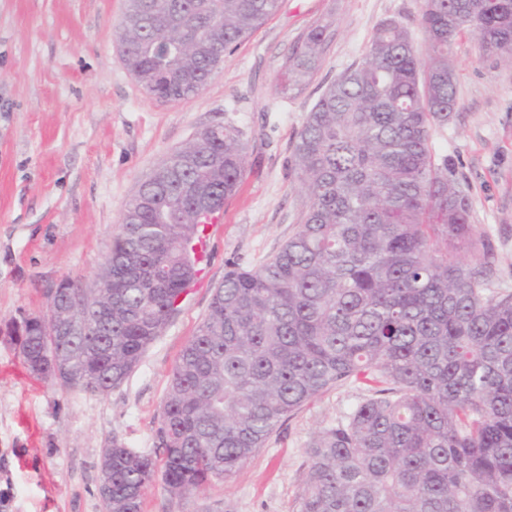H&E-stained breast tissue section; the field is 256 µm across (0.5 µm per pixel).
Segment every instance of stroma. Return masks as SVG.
<instances>
[{
	"instance_id": "35a3bbf8",
	"label": "stroma",
	"mask_w": 512,
	"mask_h": 512,
	"mask_svg": "<svg viewBox=\"0 0 512 512\" xmlns=\"http://www.w3.org/2000/svg\"><path fill=\"white\" fill-rule=\"evenodd\" d=\"M125 0H0V512H104L98 493L112 437L151 455L172 366L229 265L255 269L294 235L309 199L292 151L325 86L367 54L375 29L402 23L418 50L424 0H280L207 85L161 102L125 66ZM335 34L308 86L279 96L286 57L319 20ZM457 108L431 146L471 200V222L496 255L492 290L512 294V65L475 37L455 43ZM242 133L248 164L224 221L207 228L208 261L179 313L118 388L97 394L29 374L8 326L44 308L64 278L89 286L125 203L198 132ZM334 387L304 405L233 479L176 496L162 482L141 512H294L313 434L363 397Z\"/></svg>"
}]
</instances>
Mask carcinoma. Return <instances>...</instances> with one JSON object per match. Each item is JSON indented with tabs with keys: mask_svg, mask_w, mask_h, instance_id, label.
<instances>
[{
	"mask_svg": "<svg viewBox=\"0 0 512 512\" xmlns=\"http://www.w3.org/2000/svg\"><path fill=\"white\" fill-rule=\"evenodd\" d=\"M278 0H128L121 55L153 98L197 94ZM421 53L396 20L374 32L294 144L310 203L261 267L232 266L171 370L160 459L112 437L105 512H140L161 477L175 495L235 477L281 424L325 390L368 396L322 428L295 512H512V294L468 194L431 151L457 106L452 45L464 32L512 64V0H424ZM332 21L302 34L276 85L313 76ZM247 167L239 130L214 126L174 151L126 203L79 315L81 336L26 323L36 377L106 393L139 365L201 271L196 244ZM112 306L107 320L100 318ZM57 354L69 374L38 364Z\"/></svg>",
	"mask_w": 512,
	"mask_h": 512,
	"instance_id": "carcinoma-1",
	"label": "carcinoma"
}]
</instances>
